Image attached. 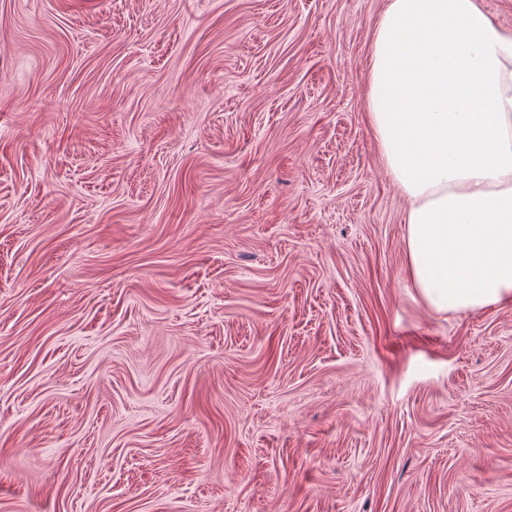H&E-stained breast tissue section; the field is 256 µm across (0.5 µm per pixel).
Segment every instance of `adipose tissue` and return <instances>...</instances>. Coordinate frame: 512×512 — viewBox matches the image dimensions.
<instances>
[{
  "instance_id": "adipose-tissue-1",
  "label": "adipose tissue",
  "mask_w": 512,
  "mask_h": 512,
  "mask_svg": "<svg viewBox=\"0 0 512 512\" xmlns=\"http://www.w3.org/2000/svg\"><path fill=\"white\" fill-rule=\"evenodd\" d=\"M371 128L407 202L412 283L439 312L512 301V30L478 0H388Z\"/></svg>"
}]
</instances>
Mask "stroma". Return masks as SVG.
<instances>
[{
	"label": "stroma",
	"instance_id": "obj_1",
	"mask_svg": "<svg viewBox=\"0 0 512 512\" xmlns=\"http://www.w3.org/2000/svg\"><path fill=\"white\" fill-rule=\"evenodd\" d=\"M386 0H0V512H512V303L428 308Z\"/></svg>",
	"mask_w": 512,
	"mask_h": 512
}]
</instances>
